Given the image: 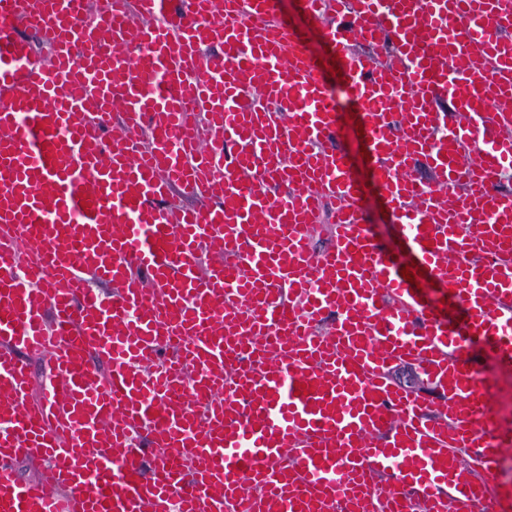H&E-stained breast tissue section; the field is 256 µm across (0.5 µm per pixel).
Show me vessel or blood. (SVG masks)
I'll use <instances>...</instances> for the list:
<instances>
[{
    "mask_svg": "<svg viewBox=\"0 0 512 512\" xmlns=\"http://www.w3.org/2000/svg\"><path fill=\"white\" fill-rule=\"evenodd\" d=\"M301 8L0 0V512H505L512 0ZM276 11L279 17L291 23L298 30L304 32L309 39L313 54L322 59V64L328 74L334 75L335 65L327 56L326 42L322 31L311 26L303 16L300 9V0H275ZM340 96L341 94H338L343 128L340 144L350 153L355 174L367 185L366 193L360 202L363 223L370 226L371 231L387 250H400L403 248V241L396 224H392L389 210L380 192L372 184L370 161H367V158H363L360 154L362 146H365V149L367 148L363 138L357 135L358 127H356V123H358L359 111L355 104L349 102L346 98L342 100ZM381 208H384V213H381ZM393 379L409 388L421 393H431L432 387L420 375V373L411 365L399 364L392 370Z\"/></svg>",
    "mask_w": 512,
    "mask_h": 512,
    "instance_id": "obj_1",
    "label": "vessel or blood"
}]
</instances>
